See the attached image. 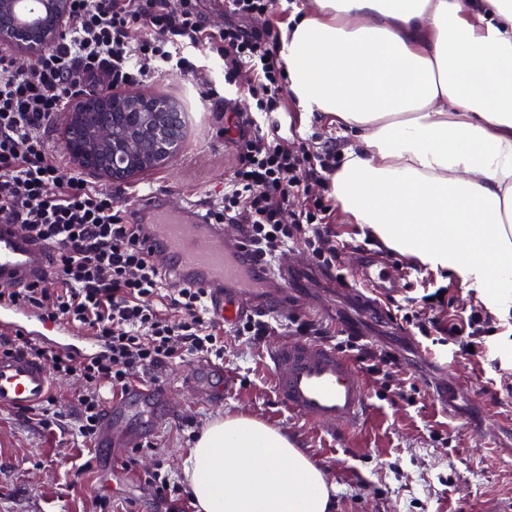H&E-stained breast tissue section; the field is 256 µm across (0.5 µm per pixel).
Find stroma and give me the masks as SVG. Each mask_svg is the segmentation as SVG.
I'll use <instances>...</instances> for the list:
<instances>
[{
	"label": "stroma",
	"instance_id": "stroma-1",
	"mask_svg": "<svg viewBox=\"0 0 512 512\" xmlns=\"http://www.w3.org/2000/svg\"><path fill=\"white\" fill-rule=\"evenodd\" d=\"M193 56L203 67L201 80L188 82L166 71L147 86L187 109V133L173 156L136 178L167 192L175 206L186 199L207 206L221 195L237 156L222 129L231 111L255 107L247 91L225 86L221 61L199 50ZM277 119L282 134L305 139L314 148L352 142L328 119L305 115L292 101ZM330 224L346 246L344 275L316 266L305 246L295 244L285 259L300 304L288 314L313 321L324 331V343L334 348L354 334L375 352L396 358L399 370L391 386L367 383L371 410L366 421L335 432L289 413L275 398L266 359L267 346L287 338V330L256 341L228 329L221 401L204 404L179 390L189 363L158 370L160 381L174 389V418L146 430L140 467L163 463L171 480L182 482V463L206 425L224 415H241L279 429L301 446L335 487V512H512V320L490 319L492 332L485 342L500 366L470 357L444 369L443 347L432 346L398 318L395 299L371 286H354L358 250L389 259L392 275L404 255L366 234L341 208H334ZM421 273V281L403 289L402 297H422L427 282L444 292L439 319L486 313L479 295L458 279L426 267ZM88 459L92 469L80 471ZM100 497L120 500L126 512H154L152 491L135 476L113 474L107 449L88 457L70 432L0 412V512H99Z\"/></svg>",
	"mask_w": 512,
	"mask_h": 512
}]
</instances>
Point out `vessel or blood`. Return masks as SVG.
I'll return each instance as SVG.
<instances>
[{
  "instance_id": "vessel-or-blood-1",
  "label": "vessel or blood",
  "mask_w": 512,
  "mask_h": 512,
  "mask_svg": "<svg viewBox=\"0 0 512 512\" xmlns=\"http://www.w3.org/2000/svg\"><path fill=\"white\" fill-rule=\"evenodd\" d=\"M129 215L145 227L142 242L153 257L172 272L177 286L207 291L211 311L224 323L278 313L288 294V267L268 268L252 254L244 240H228L224 227L210 223L204 207L195 201L172 207L165 192L151 189L135 198ZM51 249L0 225V282L27 285L50 272ZM48 341L65 350L74 331L62 323L42 319L21 306L0 307V328ZM274 393L288 412L314 424L347 430L369 414L370 395L363 375L348 357L329 346L305 339L281 342L268 352ZM203 402L224 393V368L196 363L181 381ZM53 387L44 363L27 352L0 355V411L38 408ZM171 390L147 382L122 398L110 401L95 441L122 464L128 449L141 437L137 421L155 425L170 420Z\"/></svg>"
}]
</instances>
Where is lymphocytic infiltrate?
Listing matches in <instances>:
<instances>
[{
    "mask_svg": "<svg viewBox=\"0 0 512 512\" xmlns=\"http://www.w3.org/2000/svg\"><path fill=\"white\" fill-rule=\"evenodd\" d=\"M271 0H224L233 23L214 29L200 0H71L62 37L38 52L34 67L20 70L0 53V224L52 247L50 274L24 288L0 289V303L21 305L47 320H63L97 337L100 352L79 356L50 348L19 332L0 333V353L25 350L48 364L52 376L81 387L75 406L76 435L92 445L104 412V392L126 395L147 371L203 355L223 359V329L208 310L200 288H177L171 275L140 245L141 225L131 223L128 202L108 188L94 187L82 173L64 171L49 151L46 133L72 103L73 82L108 81L112 89L152 82L160 65L174 64L189 79L201 70L181 48H200L224 63V82H245L255 110L237 113L224 129L236 142V165L224 194L210 209L215 224L242 225L259 257L276 262L295 243L330 272L342 265L328 218L336 171L335 146L311 152L292 145L269 127L283 109L287 80L273 29L244 27V20L269 14ZM321 193H313L312 185ZM167 296L168 310L155 297ZM436 301L404 312L421 336L465 356L483 337L479 314L448 328L433 315ZM124 466L137 471L157 506L183 512L188 494L163 465L138 470L136 455Z\"/></svg>",
    "mask_w": 512,
    "mask_h": 512,
    "instance_id": "1",
    "label": "lymphocytic infiltrate"
}]
</instances>
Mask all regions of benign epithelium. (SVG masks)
Listing matches in <instances>:
<instances>
[{"instance_id":"1","label":"benign epithelium","mask_w":512,"mask_h":512,"mask_svg":"<svg viewBox=\"0 0 512 512\" xmlns=\"http://www.w3.org/2000/svg\"><path fill=\"white\" fill-rule=\"evenodd\" d=\"M24 0H0V17L10 19L0 38L19 41L23 54L18 63H26L28 51L55 39L63 29L70 10L69 0H41V13L27 17L20 11ZM80 103H91L75 113L73 123L81 129L80 140L66 141L69 155L88 167L98 157L101 163L93 171L112 182L124 181L144 170L153 159L174 153L177 142L170 129L181 115L167 101L149 92L119 94L109 88L80 89Z\"/></svg>"}]
</instances>
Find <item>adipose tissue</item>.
<instances>
[{
  "label": "adipose tissue",
  "instance_id": "ef3b65f1",
  "mask_svg": "<svg viewBox=\"0 0 512 512\" xmlns=\"http://www.w3.org/2000/svg\"><path fill=\"white\" fill-rule=\"evenodd\" d=\"M301 112L354 132L336 201L382 245L512 316V0H308L281 34ZM200 512H331L262 421L210 422L182 464Z\"/></svg>",
  "mask_w": 512,
  "mask_h": 512
}]
</instances>
